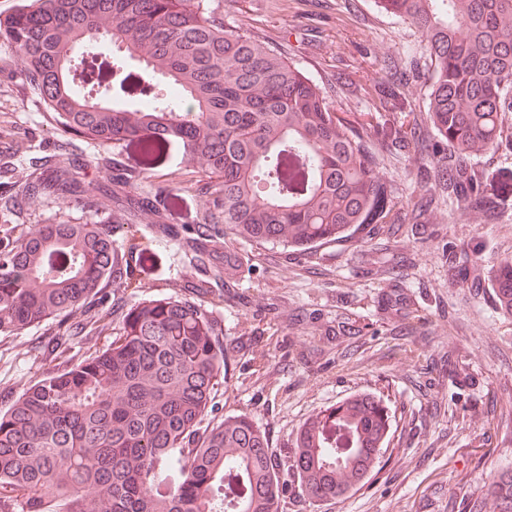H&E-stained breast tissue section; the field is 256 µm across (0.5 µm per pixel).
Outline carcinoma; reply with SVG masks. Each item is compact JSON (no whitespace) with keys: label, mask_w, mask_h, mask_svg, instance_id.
Here are the masks:
<instances>
[{"label":"carcinoma","mask_w":512,"mask_h":512,"mask_svg":"<svg viewBox=\"0 0 512 512\" xmlns=\"http://www.w3.org/2000/svg\"><path fill=\"white\" fill-rule=\"evenodd\" d=\"M410 23L423 61L380 60L378 117L336 111L289 58L224 25L208 0H21L0 17V71L24 63L19 92L49 112L59 139L50 153L18 160L0 151V335L59 320L67 342L87 327L112 344L65 365L0 411V512H280L295 478L313 502L342 497L375 467L389 431L381 401L331 405L299 431L290 456L269 447L246 416L200 432L224 373L212 310L173 297L145 300L113 319L96 309L103 283L128 286L158 270L155 249L178 239L201 294L238 280L231 241L316 258L342 254L391 231L478 214L512 220V171L474 157L512 156V0H377ZM119 53L142 61L136 82L120 57L99 50L97 21ZM336 89L362 84L345 69ZM121 99L135 102L130 109ZM112 143L97 158L119 250L106 224H31L35 207L69 197L95 205L78 160L80 144ZM205 167L187 189L205 197L192 224L172 220L177 183L152 182L172 150ZM402 156L415 189L407 201L383 172ZM448 271L467 277L456 246ZM494 306L512 316V258L491 275ZM512 512V467L486 489Z\"/></svg>","instance_id":"1"}]
</instances>
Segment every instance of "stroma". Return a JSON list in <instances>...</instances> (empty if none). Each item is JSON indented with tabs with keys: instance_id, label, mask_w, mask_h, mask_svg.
<instances>
[{
	"instance_id": "35a3bbf8",
	"label": "stroma",
	"mask_w": 512,
	"mask_h": 512,
	"mask_svg": "<svg viewBox=\"0 0 512 512\" xmlns=\"http://www.w3.org/2000/svg\"><path fill=\"white\" fill-rule=\"evenodd\" d=\"M227 25L268 42L321 86L339 64L354 66L364 83L379 76V59L421 53L417 30L359 0L364 24H351L342 0H217ZM312 17L321 42L299 41L294 27ZM371 45L364 57L357 44ZM17 133L18 154L51 149L50 115L21 96H0V115ZM108 224L112 202L99 195L88 214L71 199L40 206L38 224ZM474 248L477 274L487 277L512 257V223L474 217L421 228L401 225L395 238L372 240L337 254L324 248L322 271L302 259L263 252L237 241L243 260L237 288L206 297L223 331L229 364L215 387L206 424L246 415L272 447L293 452L307 421L324 407L357 394L379 397L391 416L390 439L374 471L347 496L314 503L297 482L282 493V512H493L485 497L493 474L512 467V317L499 315L491 288L448 277L447 242ZM161 280L142 288H102L97 306L121 313L146 299L192 298L185 288L189 260L180 242L159 249ZM405 258L402 283L412 320L385 305L388 283L370 274L377 256ZM351 328L337 335L338 326ZM49 321L0 339V411L61 364L47 344Z\"/></svg>"
}]
</instances>
